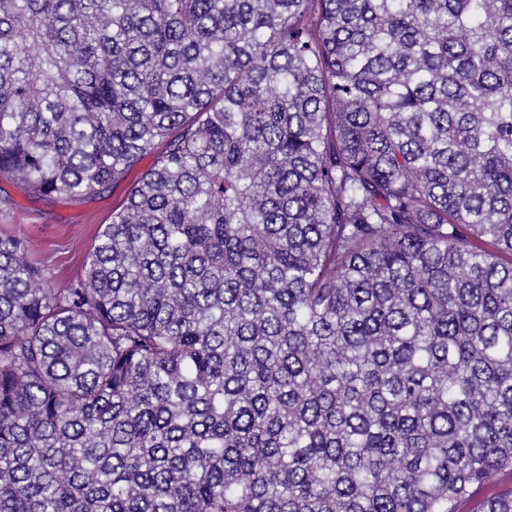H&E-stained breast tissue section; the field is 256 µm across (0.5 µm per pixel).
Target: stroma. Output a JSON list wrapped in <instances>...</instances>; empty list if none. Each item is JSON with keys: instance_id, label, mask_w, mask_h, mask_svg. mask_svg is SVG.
Here are the masks:
<instances>
[{"instance_id": "obj_1", "label": "stroma", "mask_w": 512, "mask_h": 512, "mask_svg": "<svg viewBox=\"0 0 512 512\" xmlns=\"http://www.w3.org/2000/svg\"><path fill=\"white\" fill-rule=\"evenodd\" d=\"M127 183L79 198L30 197L0 179V232L25 238L34 262L45 266L54 287L79 278L112 214L126 202Z\"/></svg>"}]
</instances>
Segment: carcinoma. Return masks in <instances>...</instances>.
<instances>
[{
	"instance_id": "obj_1",
	"label": "carcinoma",
	"mask_w": 512,
	"mask_h": 512,
	"mask_svg": "<svg viewBox=\"0 0 512 512\" xmlns=\"http://www.w3.org/2000/svg\"><path fill=\"white\" fill-rule=\"evenodd\" d=\"M0 512H455L512 471V0H0ZM482 512H512V489ZM147 154L127 181L79 198L29 197L0 179V231L25 238L32 260L48 270L54 287L66 288L85 270L104 224L126 202L130 181L153 163ZM2 210V211H1Z\"/></svg>"
}]
</instances>
